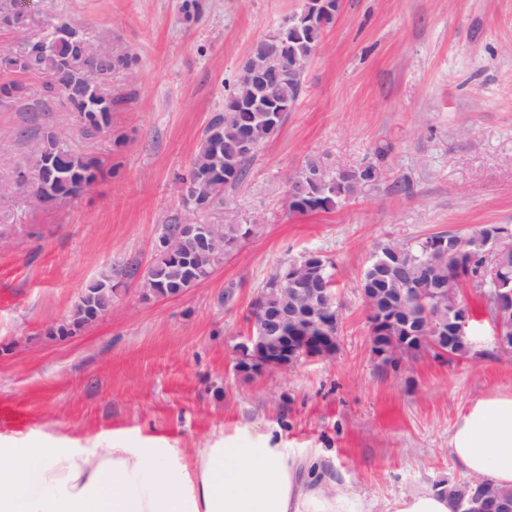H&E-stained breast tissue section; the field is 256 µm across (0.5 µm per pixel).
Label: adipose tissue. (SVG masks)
Instances as JSON below:
<instances>
[{"label":"adipose tissue","instance_id":"ef3b65f1","mask_svg":"<svg viewBox=\"0 0 512 512\" xmlns=\"http://www.w3.org/2000/svg\"><path fill=\"white\" fill-rule=\"evenodd\" d=\"M448 451L461 471L512 489V392L473 400ZM0 512H458L445 486L385 507L353 490L322 449L0 448Z\"/></svg>","mask_w":512,"mask_h":512}]
</instances>
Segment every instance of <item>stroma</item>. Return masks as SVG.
I'll list each match as a JSON object with an SVG mask.
<instances>
[{
  "mask_svg": "<svg viewBox=\"0 0 512 512\" xmlns=\"http://www.w3.org/2000/svg\"><path fill=\"white\" fill-rule=\"evenodd\" d=\"M181 0H32V32L65 17L92 42L119 45L136 66L112 79L132 100L111 133L84 140L61 103L31 115L0 104V177L27 155L32 119L70 129L73 149L104 175L78 198L15 209L0 246V448L223 447L272 435L319 448L379 503L461 478L448 452L477 397L512 392L485 301L470 359L423 353L399 370L374 361L360 276L380 243L485 224L512 229V0H341L279 134L231 193L264 217L244 246L177 300L137 287L98 320L60 338L85 286L108 265H148L210 113L224 106L251 46L303 0H204L185 22ZM124 145L113 149L115 136ZM387 147L385 178L328 212L288 207L287 181L307 158L356 166ZM410 183L411 193L398 192ZM307 250L334 263L342 307L332 358L256 377L235 370V344L258 288ZM235 286L233 305L221 303Z\"/></svg>",
  "mask_w": 512,
  "mask_h": 512,
  "instance_id": "obj_1",
  "label": "stroma"
}]
</instances>
